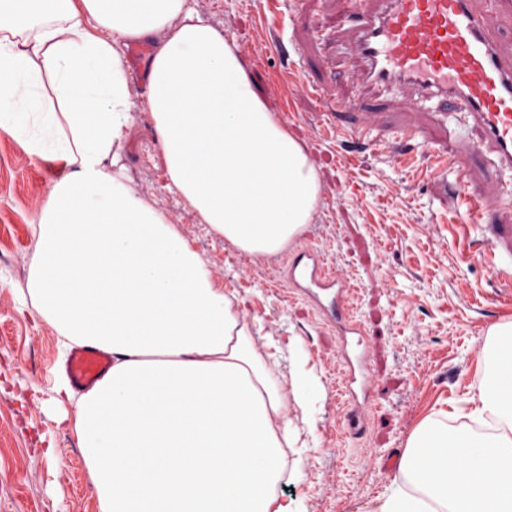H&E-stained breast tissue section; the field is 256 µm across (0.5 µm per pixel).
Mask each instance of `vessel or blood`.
Listing matches in <instances>:
<instances>
[{
  "instance_id": "obj_1",
  "label": "vessel or blood",
  "mask_w": 512,
  "mask_h": 512,
  "mask_svg": "<svg viewBox=\"0 0 512 512\" xmlns=\"http://www.w3.org/2000/svg\"><path fill=\"white\" fill-rule=\"evenodd\" d=\"M356 17L335 19L336 34L351 48L361 81L371 89H397L437 98L443 109H464L500 169L512 172V59L491 37L492 17L474 0H354ZM462 224L479 230L486 243L481 258L501 286L500 301L512 303V225L487 224L501 195L473 194L460 185ZM289 284L309 298L340 342L345 386L352 410L349 428L365 422L376 382L373 348L364 326L350 312L351 283L326 265L315 250L298 252L286 266ZM107 353L76 346L67 362L72 383L94 385L108 370Z\"/></svg>"
}]
</instances>
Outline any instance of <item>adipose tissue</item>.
I'll use <instances>...</instances> for the list:
<instances>
[{
  "label": "adipose tissue",
  "mask_w": 512,
  "mask_h": 512,
  "mask_svg": "<svg viewBox=\"0 0 512 512\" xmlns=\"http://www.w3.org/2000/svg\"><path fill=\"white\" fill-rule=\"evenodd\" d=\"M143 39L168 188L202 223L272 256L320 200L303 145L257 95L235 42L188 0H0V136L58 172L37 215L34 315L65 343L112 355L91 389L64 381L56 393L76 404L99 512H295L277 493L287 413L313 400V381L268 379L238 298L117 166L133 124L124 52ZM508 351L512 327L483 352L474 410L497 436L428 419L379 512H512ZM455 457L463 468H449Z\"/></svg>",
  "instance_id": "adipose-tissue-1"
}]
</instances>
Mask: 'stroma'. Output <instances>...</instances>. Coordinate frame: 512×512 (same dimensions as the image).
<instances>
[{
  "instance_id": "35a3bbf8",
  "label": "stroma",
  "mask_w": 512,
  "mask_h": 512,
  "mask_svg": "<svg viewBox=\"0 0 512 512\" xmlns=\"http://www.w3.org/2000/svg\"><path fill=\"white\" fill-rule=\"evenodd\" d=\"M191 8L235 40L261 99H268L287 59L308 67L335 89L348 121L373 122L391 137L416 124L441 149L448 170L435 177L429 160L394 162L385 149H353L348 132L332 133L315 96L289 84L279 118L303 144L322 182L311 224L287 248L317 249L328 266L358 282L351 303L374 347L376 388L361 434H344L348 404L337 396L340 368L336 331L291 292L276 270L243 266L241 253L211 232L180 196L170 193L145 108L141 82L151 42L126 53L134 125L121 163L140 197L161 210L208 262L212 280L243 298L241 314L258 336L274 380L313 377L319 392L308 408L290 406L288 482L281 499L298 512H377L398 482L389 454H404L414 431L446 413L449 431L495 427L472 414L479 362L512 314L494 304L499 284L490 265L469 247L451 187L467 173L470 188L512 194V174L499 173L487 155L470 150L463 114L438 102L390 93L370 95L354 76L353 60L328 17L336 0H295L280 24L285 53L270 48L261 23L266 0H189ZM44 163L11 140L0 141V512H98L97 495L71 427L73 405L58 406L53 387L63 360L59 335L33 322L27 289L33 219L49 192ZM334 225L326 234V225Z\"/></svg>"
}]
</instances>
